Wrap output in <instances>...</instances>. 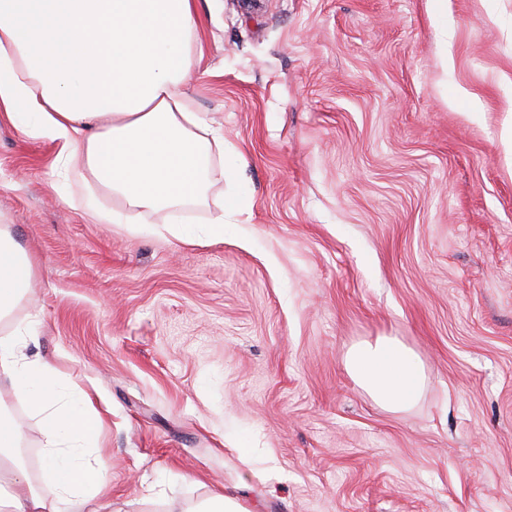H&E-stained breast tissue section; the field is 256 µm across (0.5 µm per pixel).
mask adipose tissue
Instances as JSON below:
<instances>
[{
  "label": "adipose tissue",
  "instance_id": "adipose-tissue-1",
  "mask_svg": "<svg viewBox=\"0 0 512 512\" xmlns=\"http://www.w3.org/2000/svg\"><path fill=\"white\" fill-rule=\"evenodd\" d=\"M196 30L195 0H0V112L27 137L61 143L63 170L92 174L89 223L135 224L184 199L205 203L214 155L233 157L182 89ZM101 189L120 197L122 210L103 207ZM33 275L31 258L0 226V320ZM24 341L0 336V377L43 427L42 485L19 459L18 424L0 414V512H72L107 486L109 463L95 452L106 418L50 362L28 360ZM346 370L394 412L424 385L419 358L395 337L355 345Z\"/></svg>",
  "mask_w": 512,
  "mask_h": 512
}]
</instances>
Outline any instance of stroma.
Masks as SVG:
<instances>
[{
	"label": "stroma",
	"instance_id": "stroma-1",
	"mask_svg": "<svg viewBox=\"0 0 512 512\" xmlns=\"http://www.w3.org/2000/svg\"><path fill=\"white\" fill-rule=\"evenodd\" d=\"M185 87L244 157L206 204L88 223L60 145L0 116V226L29 334L111 415L75 512H512V0H197ZM223 240L172 223L216 216ZM398 337L418 402L345 368ZM33 480L44 434L0 381ZM248 452H241V442ZM169 232L174 239L181 243L193 242L198 239L207 240H222L224 238V218L218 216L214 218L212 224H207L205 227L188 231L179 226H173ZM31 258L0 226V321L9 317L34 276ZM183 512H248V510L238 498L216 493Z\"/></svg>",
	"mask_w": 512,
	"mask_h": 512
}]
</instances>
